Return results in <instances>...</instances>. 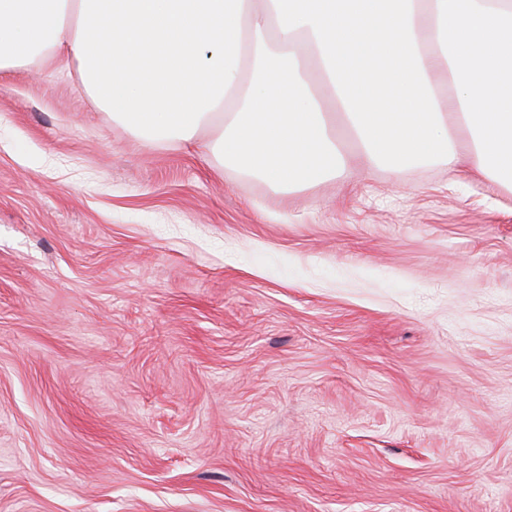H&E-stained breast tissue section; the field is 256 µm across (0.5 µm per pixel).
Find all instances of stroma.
I'll return each mask as SVG.
<instances>
[{
	"mask_svg": "<svg viewBox=\"0 0 512 512\" xmlns=\"http://www.w3.org/2000/svg\"><path fill=\"white\" fill-rule=\"evenodd\" d=\"M0 77V512H512V191L285 193Z\"/></svg>",
	"mask_w": 512,
	"mask_h": 512,
	"instance_id": "35a3bbf8",
	"label": "stroma"
}]
</instances>
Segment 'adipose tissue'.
<instances>
[{
	"label": "adipose tissue",
	"instance_id": "adipose-tissue-1",
	"mask_svg": "<svg viewBox=\"0 0 512 512\" xmlns=\"http://www.w3.org/2000/svg\"><path fill=\"white\" fill-rule=\"evenodd\" d=\"M36 59L73 62L135 133L210 131L219 165L284 190L343 175L340 122L365 169L455 165L465 130L512 189V0H0V76Z\"/></svg>",
	"mask_w": 512,
	"mask_h": 512
}]
</instances>
